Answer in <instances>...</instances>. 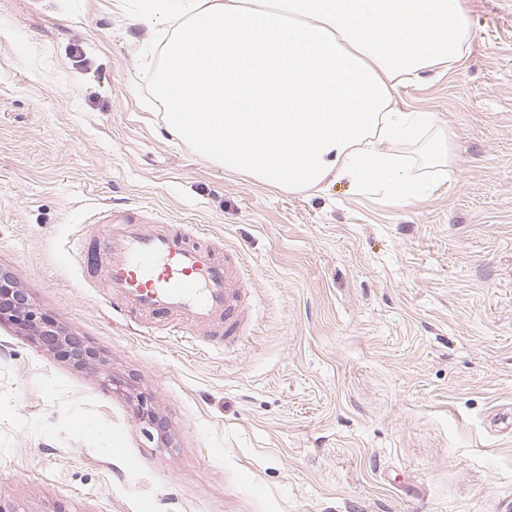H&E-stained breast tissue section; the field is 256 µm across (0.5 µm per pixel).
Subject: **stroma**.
Returning a JSON list of instances; mask_svg holds the SVG:
<instances>
[{
  "instance_id": "35a3bbf8",
  "label": "stroma",
  "mask_w": 512,
  "mask_h": 512,
  "mask_svg": "<svg viewBox=\"0 0 512 512\" xmlns=\"http://www.w3.org/2000/svg\"><path fill=\"white\" fill-rule=\"evenodd\" d=\"M136 0H0V267L155 397L131 403L0 328L8 512H512V0H462L459 67L401 93L449 159L399 208L346 180L291 193L172 137ZM205 226L243 260L240 340L139 321L68 247L95 206Z\"/></svg>"
}]
</instances>
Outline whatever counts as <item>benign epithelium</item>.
I'll return each mask as SVG.
<instances>
[{
    "label": "benign epithelium",
    "mask_w": 512,
    "mask_h": 512,
    "mask_svg": "<svg viewBox=\"0 0 512 512\" xmlns=\"http://www.w3.org/2000/svg\"><path fill=\"white\" fill-rule=\"evenodd\" d=\"M5 325L41 351L101 379L110 389L126 395L134 405L142 435L159 448L169 447L166 419L152 398L136 391L131 382L114 374L112 358L46 314L28 289L22 287L10 272L0 268V326Z\"/></svg>",
    "instance_id": "7a95c632"
}]
</instances>
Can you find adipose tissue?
I'll return each instance as SVG.
<instances>
[{
    "instance_id": "1",
    "label": "adipose tissue",
    "mask_w": 512,
    "mask_h": 512,
    "mask_svg": "<svg viewBox=\"0 0 512 512\" xmlns=\"http://www.w3.org/2000/svg\"><path fill=\"white\" fill-rule=\"evenodd\" d=\"M148 2L140 20L165 42L145 66L156 108L203 159L288 192L345 179L398 206L428 192L381 145L437 127L398 103L463 60L461 0Z\"/></svg>"
}]
</instances>
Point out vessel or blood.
<instances>
[{
	"instance_id": "obj_1",
	"label": "vessel or blood",
	"mask_w": 512,
	"mask_h": 512,
	"mask_svg": "<svg viewBox=\"0 0 512 512\" xmlns=\"http://www.w3.org/2000/svg\"><path fill=\"white\" fill-rule=\"evenodd\" d=\"M95 214L104 252L85 254L84 262L103 271L124 307L148 318L176 316L199 329L220 318L227 338L242 333V320L232 317L241 302L242 266L198 244V225L149 220L137 207L101 205Z\"/></svg>"
}]
</instances>
